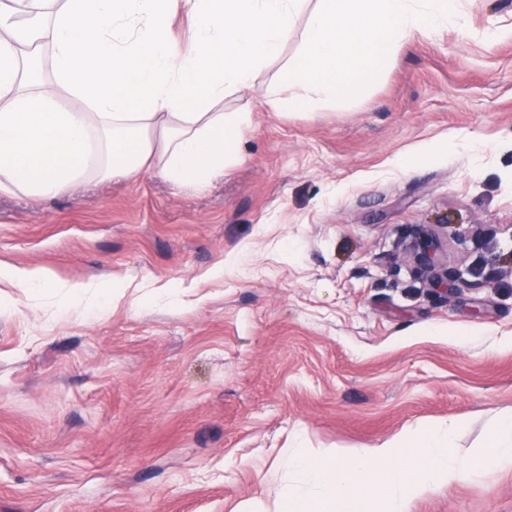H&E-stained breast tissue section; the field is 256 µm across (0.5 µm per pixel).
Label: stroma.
<instances>
[{
    "label": "stroma",
    "mask_w": 512,
    "mask_h": 512,
    "mask_svg": "<svg viewBox=\"0 0 512 512\" xmlns=\"http://www.w3.org/2000/svg\"><path fill=\"white\" fill-rule=\"evenodd\" d=\"M298 18L253 86L237 159L51 199L0 194V512H234L299 448L512 414V0H460L359 95L278 113ZM461 289L415 275V225ZM409 512H512V467Z\"/></svg>",
    "instance_id": "stroma-1"
}]
</instances>
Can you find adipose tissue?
Masks as SVG:
<instances>
[{"label":"adipose tissue","mask_w":512,"mask_h":512,"mask_svg":"<svg viewBox=\"0 0 512 512\" xmlns=\"http://www.w3.org/2000/svg\"><path fill=\"white\" fill-rule=\"evenodd\" d=\"M307 2L0 0V192L53 197L147 168L205 184L249 123L225 96L279 57Z\"/></svg>","instance_id":"ef3b65f1"}]
</instances>
